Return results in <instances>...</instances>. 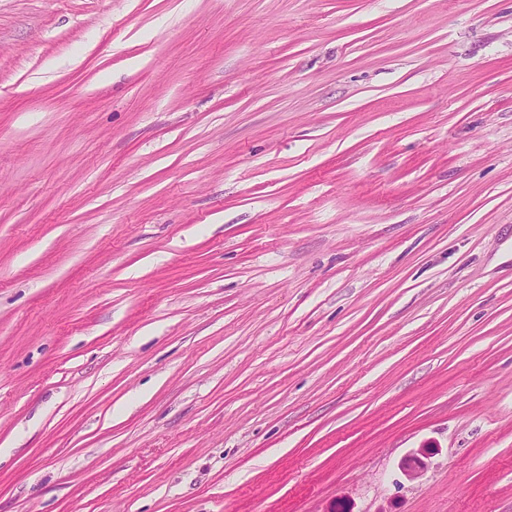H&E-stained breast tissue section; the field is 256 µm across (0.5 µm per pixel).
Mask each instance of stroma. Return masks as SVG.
I'll list each match as a JSON object with an SVG mask.
<instances>
[{"label":"stroma","mask_w":512,"mask_h":512,"mask_svg":"<svg viewBox=\"0 0 512 512\" xmlns=\"http://www.w3.org/2000/svg\"><path fill=\"white\" fill-rule=\"evenodd\" d=\"M0 512H512V0H0Z\"/></svg>","instance_id":"35a3bbf8"}]
</instances>
